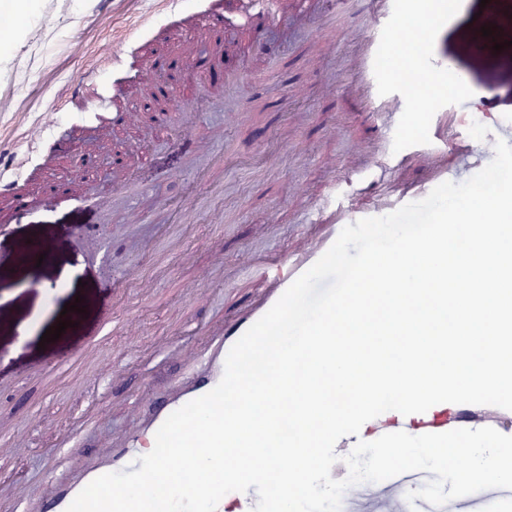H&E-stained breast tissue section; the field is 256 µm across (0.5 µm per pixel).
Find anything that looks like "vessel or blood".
I'll return each mask as SVG.
<instances>
[{
    "instance_id": "vessel-or-blood-1",
    "label": "vessel or blood",
    "mask_w": 512,
    "mask_h": 512,
    "mask_svg": "<svg viewBox=\"0 0 512 512\" xmlns=\"http://www.w3.org/2000/svg\"><path fill=\"white\" fill-rule=\"evenodd\" d=\"M372 3L371 21L360 36L359 68L363 76L360 90L366 93L369 103L381 109L402 113L406 117L416 112H429L432 123L426 136L411 152L431 165L429 177L417 186L396 183L381 189L380 200L376 204H350L338 208L328 219L327 233L316 245L304 248L302 252L252 258L250 269L259 280L267 283V291L249 311L225 318L200 336L197 344L188 348L175 346V354L182 356L192 367L191 372L183 378L181 386L170 397L155 403L144 424L112 439L101 448L95 460L80 468L76 478L50 484L47 493L39 497L18 496L8 512H67L75 497L97 477L130 470L138 458L153 449L156 432L171 413L219 384L231 347L276 303L294 280L331 247L345 226L364 218L389 214L407 203L424 199L437 185L447 181L448 157L454 150L467 147L472 154L480 157L493 151L492 142L484 141L473 147L462 135L470 109L479 106L477 100L469 98L462 102L454 99L433 107L416 99L407 100L403 96L382 100L378 98L372 84L374 73L384 61L390 33L409 11L421 19L419 38L424 41L425 47L419 51L413 67L399 69V88L404 90L424 85L441 76L456 78L457 72L447 57L438 54L435 49L441 30L448 23L446 15L455 9L454 0H372ZM408 155L395 148L377 156L376 162L384 168H397L404 164ZM0 195L12 197L13 213L17 216L35 205L34 200L18 193L17 182L13 179L0 178ZM447 429L448 406L440 403L421 414L405 416L396 411L385 412L367 421L359 437L364 441H372L383 434L397 431L416 436L443 433ZM430 477L427 471L404 473L363 488L353 497L352 502L358 507H376L395 498L402 499L410 492L412 485L426 483Z\"/></svg>"
}]
</instances>
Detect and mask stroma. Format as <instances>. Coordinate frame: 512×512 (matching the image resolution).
I'll return each instance as SVG.
<instances>
[{
    "instance_id": "stroma-1",
    "label": "stroma",
    "mask_w": 512,
    "mask_h": 512,
    "mask_svg": "<svg viewBox=\"0 0 512 512\" xmlns=\"http://www.w3.org/2000/svg\"><path fill=\"white\" fill-rule=\"evenodd\" d=\"M38 2L0 75V169L25 163L28 196L50 185L70 193L0 233V429L23 438L0 454V485L32 495L132 428L144 377L160 391L182 377L169 342L192 344L253 302L251 255L296 249L329 196L363 204L370 182L426 175L418 162L383 172L371 159L394 116L355 93L367 0H264L247 11L219 0L207 21L202 0H181L176 12L169 0ZM466 2L441 48L466 73V95L495 94L512 113V71L501 66L512 30L489 38L501 51L473 54L485 20L480 0ZM160 52L193 60L173 91L180 107L164 111L150 92L157 78L133 83L110 65ZM91 70L86 103L71 107L73 84ZM62 126L77 130L76 147L46 163ZM45 238L57 249L40 261L31 245ZM63 278L67 287L45 299L44 286ZM78 300L85 312H64ZM123 314L137 319L138 336L117 327ZM62 320L65 332L42 342ZM92 344L120 357L123 377L83 358ZM84 387L106 409L47 472L44 452L82 415Z\"/></svg>"
}]
</instances>
